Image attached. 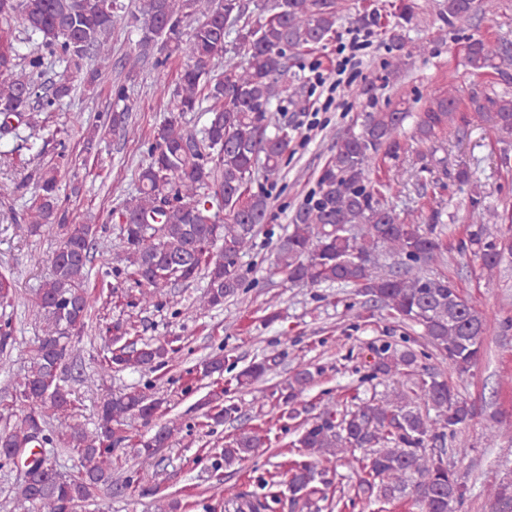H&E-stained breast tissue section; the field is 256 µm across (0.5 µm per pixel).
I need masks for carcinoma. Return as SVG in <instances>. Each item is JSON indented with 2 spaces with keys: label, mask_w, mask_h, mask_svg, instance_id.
I'll return each instance as SVG.
<instances>
[{
  "label": "carcinoma",
  "mask_w": 512,
  "mask_h": 512,
  "mask_svg": "<svg viewBox=\"0 0 512 512\" xmlns=\"http://www.w3.org/2000/svg\"><path fill=\"white\" fill-rule=\"evenodd\" d=\"M497 8V0H445L448 25L459 30L468 29L476 13ZM248 12L243 0H140L135 13L120 0H11L9 8L0 9V127L5 130L11 119L35 123L34 113L53 111L74 92L68 78L45 91V59L63 65L90 87L112 68L107 49L112 31L130 25L140 34L142 53L127 56L122 65L132 73L154 43H163L169 55L178 51L183 27L189 26L190 63L172 93V116L155 126L146 163L138 171L137 194L118 212L123 267L115 273L133 281L145 306L168 302L173 286L197 279L205 280L195 305L200 311L221 307L224 300L250 287L239 259L253 249L268 208L267 197L252 192L251 184L260 168L269 179L280 174L293 140L288 125L270 115L272 103L288 86V53L328 40L336 32V7L334 0H269L254 20L242 21ZM16 23L33 44L27 73L18 70ZM232 29L235 47L229 51L225 38ZM391 38L398 54L389 67L397 76L407 65V55L402 53V34L395 31ZM464 51L473 74L512 83V50L502 41L472 34ZM205 99L212 101L205 125L197 131L186 129L182 118L197 111ZM130 112L124 86L118 85L107 126L129 133ZM409 119L414 123L412 138L419 141H433L487 119L498 132L512 135V92L492 87L467 93L450 76L448 94L419 112L402 98L367 113L360 129L349 128L337 139L332 160L318 177V189L296 211L291 230L277 245L276 269L292 284H336L359 293L368 289L362 292L368 302L388 310L403 325L420 327L421 336L448 365L468 371L481 356L490 325L450 281L430 273L447 251L439 210L403 216L383 201V190H391V185L380 190L370 179L378 154L399 160ZM455 179L468 187L470 220L458 251L471 253L481 276L491 283L505 255L512 254V239L498 228L497 214L471 173L459 169ZM38 187L36 211L17 230L36 235L57 217L61 234L50 259L51 274L42 282L32 309L34 318L45 325L44 335L16 386V398L26 412L0 430V461L10 462L8 448L63 444L77 456V470L63 473L53 458L41 457V470L18 485L13 509L75 512L96 501L104 488L136 487L131 472L112 477V453L118 442L128 440L138 454L152 458L172 445L182 423L164 418L167 400L148 392L149 383L104 396L90 431L69 422L75 400L62 366L90 319L88 274L98 228L66 223L59 208L57 168L41 171ZM175 353L171 340L124 343L110 350L99 371L154 372ZM373 353L365 379L382 383L404 375L411 385L394 387L355 410L327 403L315 417L304 420L293 443L301 449V460L291 461L286 470L292 503L307 507L317 497L327 498L330 464L359 451L366 474L360 483L368 497L380 503L405 498L417 512H454L464 485L444 452L430 443L467 424L472 407L458 398L445 377L418 370L414 350L398 351L383 344ZM224 364L222 351L206 357L186 371L184 391L223 374ZM278 364L276 355L254 362L238 375L237 383L255 381ZM321 373L320 367L304 368L288 382L280 399L290 418L300 416L303 392ZM420 400L436 411L435 418L421 410ZM199 406L207 426L240 413L222 391H208ZM52 419L64 429L58 438L47 432ZM127 419L140 421L146 432L124 436ZM265 444L258 430L242 429L224 445V467L255 456ZM275 486L268 484L272 491L262 499L240 496L235 512H269L280 500ZM489 497L491 512H512V481L496 484Z\"/></svg>",
  "instance_id": "obj_1"
}]
</instances>
